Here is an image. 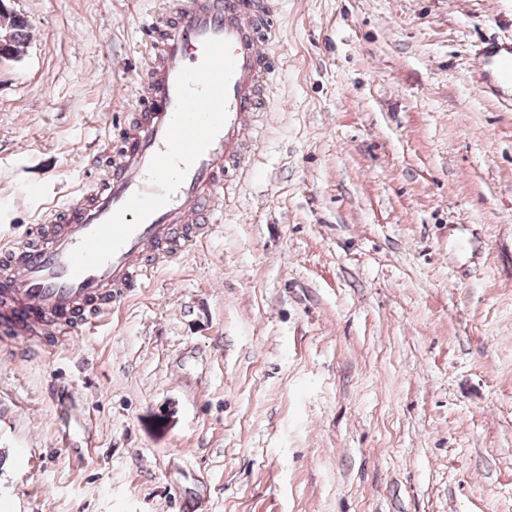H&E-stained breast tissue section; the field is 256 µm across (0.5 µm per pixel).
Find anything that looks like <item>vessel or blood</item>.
Here are the masks:
<instances>
[{"label": "vessel or blood", "mask_w": 512, "mask_h": 512, "mask_svg": "<svg viewBox=\"0 0 512 512\" xmlns=\"http://www.w3.org/2000/svg\"><path fill=\"white\" fill-rule=\"evenodd\" d=\"M276 16L273 0H166L162 12L148 19L149 56L140 74L144 97L125 149L112 155L89 193L68 198L50 223L35 225L41 244L0 249V264L7 268L0 289L1 332L36 338L43 350L55 346L108 315L158 266L214 232L220 221L218 194L231 172L240 169L255 118L267 109ZM210 37L228 40L235 61L225 125L167 205L138 225L105 265L72 276L70 251L133 193L148 190V166L166 148L177 77L201 61L203 42ZM480 63L512 85V47H489Z\"/></svg>", "instance_id": "vessel-or-blood-1"}]
</instances>
